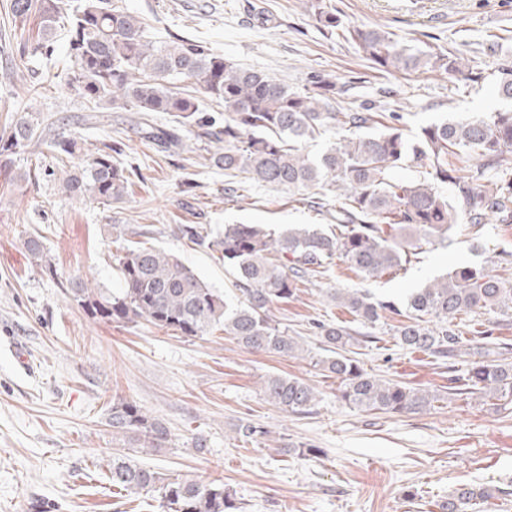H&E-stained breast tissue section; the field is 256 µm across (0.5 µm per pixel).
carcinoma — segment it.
I'll return each instance as SVG.
<instances>
[{
	"mask_svg": "<svg viewBox=\"0 0 512 512\" xmlns=\"http://www.w3.org/2000/svg\"><path fill=\"white\" fill-rule=\"evenodd\" d=\"M328 32L342 29V37L358 47L375 68L405 73L461 71L459 57L438 45H408L381 28L342 26L324 0H307ZM5 19L13 29L39 19L35 39H20V59L65 61L66 84L95 105L94 123L112 126L111 111L131 112L130 122L142 139L167 150L186 141L204 139L213 148L210 162L224 174L290 191L328 186L335 192L336 227L326 233L311 224H290L275 231L265 224H226L224 233L210 237L200 224H179L173 233L222 254L224 266L235 275V299L206 284L173 255L140 244L117 256L121 288H95L73 279L67 297L92 319L154 327L183 336H208L216 330L256 353L298 357L299 337L288 334L273 313L274 306L293 298L307 277L324 272L338 259L365 277H380L407 261L410 249L448 233L466 218L477 229L489 216L512 223V169L503 156L512 151V108L459 121L434 123L410 141L401 129L386 125L383 112H358L332 106L334 82L315 76L304 92L288 89L275 78L245 69L221 54L176 35L160 45L147 40L143 22L119 5V0H9ZM67 41L54 40L60 25ZM189 80L195 94L171 91L164 81ZM224 108V118L214 107ZM170 116L169 125L154 123V114ZM331 133L337 141L312 155L307 143ZM44 141L43 130L23 115L0 129V156ZM120 141L103 140L91 152H82L74 138L60 135L49 142L58 154L83 157L68 171L61 187L69 195L110 205L121 202L129 176L112 154ZM479 156L483 167L466 176L448 163ZM419 169V177L395 176L404 164ZM496 166L490 177L487 170ZM448 185L455 202L442 193ZM24 247L36 265L53 272L41 237L30 235ZM326 295L338 302L363 326L374 324L380 312L406 314L410 322L398 330L400 342L437 359L452 360L461 352L463 338L454 329L463 313L486 310L512 319V278L494 269L459 266L446 278L414 291L405 311L390 301L375 300L358 290L330 288ZM316 335L327 355L315 365L338 380L341 400L365 411L406 414L433 408L437 396L420 388L368 373L350 356L357 341L349 328L317 323ZM450 395L482 394L512 402V362L478 361L463 377L450 378ZM261 392L270 404L293 414L311 412L315 389L297 378L267 375ZM112 438L132 448L157 451L167 447L170 432L162 421L133 401L112 402ZM269 431L251 422L241 423L237 435L259 442ZM107 479L127 495L150 493L163 512H240L236 493L222 483L194 479L169 480L160 473L112 457ZM492 497L488 491L463 485L448 495L445 512H472Z\"/></svg>",
	"mask_w": 512,
	"mask_h": 512,
	"instance_id": "obj_1",
	"label": "carcinoma"
}]
</instances>
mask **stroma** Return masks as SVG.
I'll list each match as a JSON object with an SVG mask.
<instances>
[{
  "label": "stroma",
  "mask_w": 512,
  "mask_h": 512,
  "mask_svg": "<svg viewBox=\"0 0 512 512\" xmlns=\"http://www.w3.org/2000/svg\"><path fill=\"white\" fill-rule=\"evenodd\" d=\"M344 24L395 33L463 57L457 73L382 72L355 46L330 35L305 0H122L157 40L189 37L226 59L303 88L310 75L336 84L344 105L399 113V128L415 137L422 127L486 115L502 108L494 92L512 72V0H326ZM13 37L0 35V126L29 114L58 118L59 134L88 144L106 132L86 122L82 100L57 76L55 64L14 60ZM118 164L131 171L127 197L103 205L62 192L48 146L12 154L0 167V512H161L155 499L115 494L101 460L126 456L166 478L221 482L235 491L242 512H442L462 484L490 489L485 512H512V405L461 399L448 393V371L431 355L402 345L403 317L386 312L354 345L363 368L439 396L434 409L392 415L362 411L338 397L337 382L314 367L319 354L313 325L321 321L359 330L329 288L368 291L404 304L407 294L454 267L497 266L511 277L512 224H488L473 234L455 226L450 246L423 245L399 271L365 278L341 261L301 283L274 314L301 337L310 354L290 358L253 353L218 331L191 338L147 322L94 320L70 302L64 283L91 278L99 288L120 286L114 257L121 242L103 227L152 230L150 245L178 257L219 291L232 286L222 257L177 237L178 224L212 233L228 224L334 221V195L322 188L291 192L232 177L200 153L164 152L131 130L121 131ZM40 234L54 271L36 266L23 242ZM484 310L463 316L457 331L469 348L512 344V326ZM493 336H475L477 325ZM295 377L320 395L312 413L288 414L268 403L263 377ZM133 400L171 433L149 454L113 439V401ZM250 421L269 437L241 442L237 426ZM320 448L317 456L285 451V444Z\"/></svg>",
  "instance_id": "obj_1"
}]
</instances>
